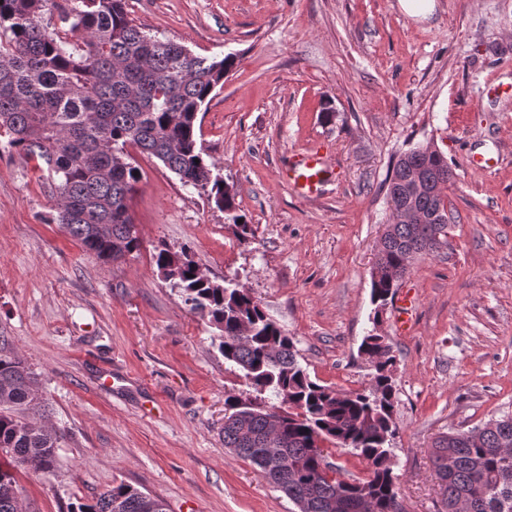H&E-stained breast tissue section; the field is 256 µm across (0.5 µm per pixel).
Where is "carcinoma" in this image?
I'll list each match as a JSON object with an SVG mask.
<instances>
[{
	"label": "carcinoma",
	"instance_id": "obj_1",
	"mask_svg": "<svg viewBox=\"0 0 512 512\" xmlns=\"http://www.w3.org/2000/svg\"><path fill=\"white\" fill-rule=\"evenodd\" d=\"M54 0H0V139L39 172L55 200L51 221L82 249L112 263L140 240L129 213L139 182L126 147L157 159L184 187L226 212L239 243L250 246L253 226L239 222L235 194L214 175L198 145L197 116L224 85L234 58H208L132 24L124 0H80L42 22ZM422 183L411 188L410 173ZM452 171L437 151L413 149L394 164L388 192L410 198L424 223L386 225L371 271L374 322L393 297L414 258L448 245V215L439 186ZM158 271L173 279L191 309L218 330L217 349L229 369L258 395L224 400V447L250 461L284 493L297 512H404L393 473L395 356L378 334L359 352L373 369L370 387L342 392L312 380L291 337L255 297L207 280L185 250L159 249ZM60 435L49 420L40 380L0 336V512H20L17 468L51 472ZM329 442L367 461L369 477L322 474ZM432 464L444 512H512V414L470 430L450 431L433 443ZM67 512H167L166 503L119 484Z\"/></svg>",
	"mask_w": 512,
	"mask_h": 512
}]
</instances>
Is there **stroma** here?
I'll use <instances>...</instances> for the list:
<instances>
[{
  "label": "stroma",
  "mask_w": 512,
  "mask_h": 512,
  "mask_svg": "<svg viewBox=\"0 0 512 512\" xmlns=\"http://www.w3.org/2000/svg\"><path fill=\"white\" fill-rule=\"evenodd\" d=\"M434 3L421 20L399 0H125L150 34L235 59L197 136L254 226L248 247L224 211L133 148L140 247L103 263L51 223L48 188L0 143V334L39 374L63 434L54 472L18 474L31 512H67L120 483L168 512H297L225 448L224 399L248 388L154 256L190 248L211 279L262 303L313 380L367 389L358 347L394 221L386 180L413 148L453 171L449 245L417 256L400 284L417 301L412 328L399 333L388 308L381 333L396 355L400 500L443 512L433 441L512 412V0ZM312 149L335 176L307 200L279 170ZM472 156L492 171L471 169Z\"/></svg>",
  "instance_id": "obj_1"
}]
</instances>
